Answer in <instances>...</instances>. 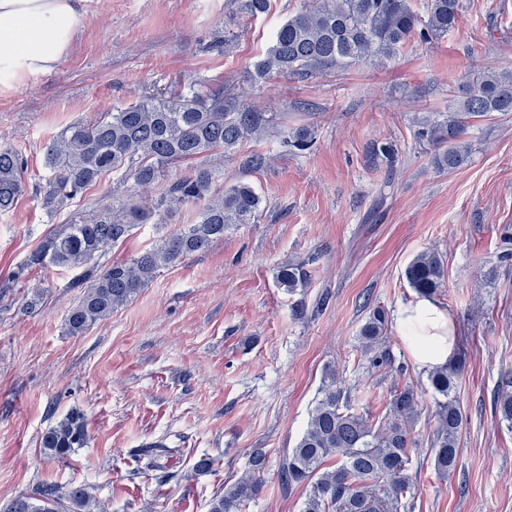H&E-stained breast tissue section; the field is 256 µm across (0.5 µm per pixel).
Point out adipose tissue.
Here are the masks:
<instances>
[{
	"label": "adipose tissue",
	"mask_w": 512,
	"mask_h": 512,
	"mask_svg": "<svg viewBox=\"0 0 512 512\" xmlns=\"http://www.w3.org/2000/svg\"><path fill=\"white\" fill-rule=\"evenodd\" d=\"M89 0H0V69L12 82L52 71L73 48L88 16ZM401 327L417 325L409 354L425 369L446 365L455 354V330L437 302L422 298L402 310Z\"/></svg>",
	"instance_id": "obj_1"
}]
</instances>
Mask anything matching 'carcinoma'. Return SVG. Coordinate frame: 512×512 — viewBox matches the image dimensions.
I'll list each match as a JSON object with an SVG mask.
<instances>
[{
	"label": "carcinoma",
	"instance_id": "carcinoma-1",
	"mask_svg": "<svg viewBox=\"0 0 512 512\" xmlns=\"http://www.w3.org/2000/svg\"><path fill=\"white\" fill-rule=\"evenodd\" d=\"M306 0L274 32L271 45L254 66L256 78H306L353 65L396 59L411 41L427 42L455 28L461 0ZM251 17L268 12L269 0H238ZM448 120L424 122L418 136L438 148L434 163L453 170L466 163L468 146L462 141L465 119L493 112H512V68L483 67L471 71L450 91ZM276 116L245 108L224 97L221 85L196 83L163 98L146 96L123 108L107 110L90 121L70 124L45 153L49 176L36 187L51 213L62 209L87 189L106 179L125 187L121 199L83 216H73L63 231L46 238L26 259L28 266L76 270L72 287L81 289L65 326L81 335L132 300L163 269L204 252L224 232L258 218L262 197L251 184L237 181L216 187L224 178L220 165L190 167L162 186L155 197L144 193L176 166L201 155L219 159L237 152L247 140L268 136ZM315 126L302 125L281 132L280 144L290 151H308ZM391 141H373L368 159L388 169L398 162ZM28 159L20 147L0 148V214L11 212L26 191ZM184 206L197 208L194 222L125 262L105 264V253L127 239L141 224H164ZM409 285L431 296L445 285V268L433 252L417 254L405 269ZM277 280L288 292L307 283L300 264L282 267ZM387 319L377 310L361 329L365 348L377 364L387 356ZM460 365L434 371L429 381L438 397V428L432 443L435 469L442 475L457 468L458 433L462 415L455 396ZM330 371L307 428L281 466L284 483L311 485L302 512H400L411 486L406 473L409 433L417 398L407 386L393 392L387 405V425L375 429L370 420L343 404ZM499 422L512 429V390L494 397ZM83 415L78 411L49 427L42 435L43 454L64 458L86 444ZM336 459L332 469L327 460ZM266 454L252 452L249 469L237 482L215 496L209 512H241L264 486ZM7 512H107L105 504L83 486L62 489L43 485L16 498Z\"/></svg>",
	"mask_w": 512,
	"mask_h": 512
}]
</instances>
